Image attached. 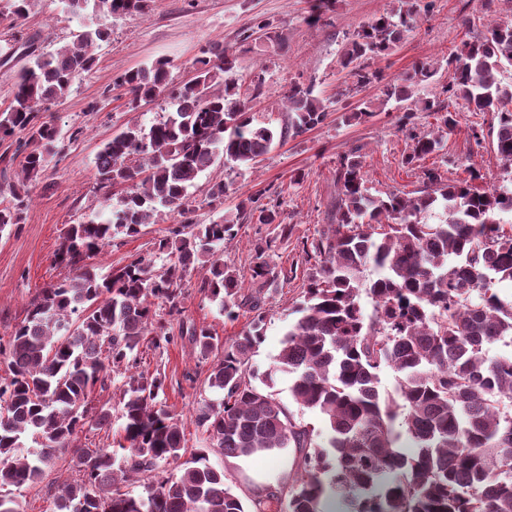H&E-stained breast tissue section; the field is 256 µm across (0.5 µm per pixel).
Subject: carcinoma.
I'll return each instance as SVG.
<instances>
[{
  "label": "carcinoma",
  "mask_w": 512,
  "mask_h": 512,
  "mask_svg": "<svg viewBox=\"0 0 512 512\" xmlns=\"http://www.w3.org/2000/svg\"><path fill=\"white\" fill-rule=\"evenodd\" d=\"M6 2L1 16L16 22L26 15L29 0ZM61 2L74 16L148 8V0ZM417 14V5L403 0L352 35L341 66L355 85L382 80L370 61L391 51ZM109 36L106 27H87L42 53L16 35L0 43L1 63L27 57L0 112V142L23 132L30 146L12 154L22 156L23 186L39 181L65 138L45 116L48 105L92 70V49ZM507 64L512 21L493 22L448 58V82L439 92L401 107L399 123L406 127L416 112L437 115V129L410 135L403 164L413 166L443 151L459 124V102L470 112L494 113L489 136L508 181L479 187L483 174L472 169L469 178L449 183L432 168L416 195L383 198L370 193L357 149L339 157L335 223L309 244L317 265L307 269L298 317L276 364L263 374L250 363L263 340L261 286L281 278L268 252L288 242L292 227L268 187L252 192L236 213L199 224L197 210L221 202L227 185L211 183L203 202L190 188L220 162L255 168L275 142L320 125L326 106L311 89L295 86L280 130L254 125L240 97L237 57L222 48L196 60L195 76L173 89L166 61L122 73L116 83L130 94L131 108L165 96L169 109L150 126L128 125L101 144L97 185L123 186L125 193L115 204L104 196L106 217L68 228L54 259L74 276L43 289L10 334L0 336L10 372L0 381V489L40 481L85 428L111 429V408L92 405L89 395L121 371L123 443L117 451L75 448L70 466L78 479L52 495V512H279L283 505L286 512H323L330 497L347 512H512V413L500 407L503 397L512 398V355H488L495 343L512 345V298L496 290L512 282V221L503 220L512 216V84L499 79ZM436 75L435 66L418 64L385 83L382 94L403 104L411 87L432 85ZM9 191L14 203L0 207V233L24 220L25 196L13 184ZM162 214L173 224L151 253L132 255L105 275L96 271L92 259L116 237L135 236ZM241 220L277 228L256 251L251 277L260 288L251 291L223 260L224 243L236 237ZM196 264L209 266L196 288L220 302L225 318L236 320L242 309L255 316L225 341L205 326L188 330L201 358L211 360L206 383L218 394L199 403L195 421L206 446L189 453L179 420L159 401L166 374L136 368L143 342L160 349L173 341L155 303L170 317L180 314ZM367 267L380 276L364 288ZM362 291L372 300L370 315ZM385 366L404 375L396 399L377 389ZM278 372L291 375L297 404L324 417L327 445L314 444L308 426L277 400ZM399 416L415 445L410 457L398 448ZM27 437L37 448L26 449ZM289 447L298 453L300 480L251 506L209 463L212 452L240 457ZM171 464L179 473L166 474ZM130 481L142 483L143 492L126 490Z\"/></svg>",
  "instance_id": "obj_1"
}]
</instances>
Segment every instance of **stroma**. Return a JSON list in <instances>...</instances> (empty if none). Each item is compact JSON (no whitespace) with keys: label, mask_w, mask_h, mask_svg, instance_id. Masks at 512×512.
Segmentation results:
<instances>
[{"label":"stroma","mask_w":512,"mask_h":512,"mask_svg":"<svg viewBox=\"0 0 512 512\" xmlns=\"http://www.w3.org/2000/svg\"><path fill=\"white\" fill-rule=\"evenodd\" d=\"M398 7L397 0H332L322 9L317 8L316 0H151L143 14L94 18L67 14L61 0H32L26 18L16 26L0 23V41L10 38L12 30L17 29L36 37L39 49L45 52L71 41L86 26L97 23L110 30L109 39L95 49L93 70L77 76L66 99L50 105L48 118L66 132L62 155L49 164L39 183L31 188L23 224L0 235V336L7 335L24 318L28 304L43 288L70 277L68 267L55 263L54 253L69 225L96 215L100 209L102 198L96 187L94 161L101 143L127 125H150L164 111L161 98L130 109L129 96L125 88L115 85V78L126 70L165 59L172 65L173 83H183L193 78L195 59L219 42L238 58L241 93H249L255 74L265 76V94L249 103L255 125L280 128L288 118L284 95L297 85L312 88L314 95L327 104L323 124L277 143L254 172L238 174L219 164L203 173L193 187L202 197L210 182L221 179L229 183L223 204L229 211L247 198L254 183L272 186L279 194L287 223L293 226L288 245L276 250L273 261L283 270H297L298 275L277 284L266 296L264 337L251 359L258 371L272 368L283 335L295 319L293 309L303 290L301 274L312 264L302 244L317 237L330 222L328 211L336 197V164L341 154L358 148L370 191L381 196L418 189L424 170L429 168L439 169L443 179L451 183L467 179L473 169L480 170L489 184L502 175V163L491 144L479 147L472 138L473 133L488 132L492 113L461 112L458 126L446 137L442 154L407 168L402 160L410 141L397 129L399 109L392 104L382 105L380 84L351 91V81L340 66L348 37ZM466 16L474 21L473 29L463 26ZM511 20L512 0H433L430 12L420 13L402 42L388 55L375 59L372 67L390 80L411 70L415 63L429 62L438 69V82L446 83V62L461 50L471 31ZM261 21L268 26L267 35H250V27ZM367 102L372 105L373 117L348 121V114ZM298 172L304 178L300 184H292L291 178ZM169 224V218L162 216L140 234L119 239L116 246L95 258V265L105 273L125 264L130 255L151 251L153 242L165 235ZM272 230L269 224H242L236 238L224 245L225 263L237 269L246 288L254 286L251 268L255 250ZM252 317L247 311L237 320H228L216 302L191 292L184 302L183 315L166 323L172 343L164 349H146L142 354L140 370H159L167 376L163 403L181 422L188 449L205 444L193 413L209 391L205 385L208 365L196 353L187 331L205 326L225 340L237 336ZM291 383L288 374L276 375L277 399L297 422L312 428L315 444H326L329 430L323 418L294 402ZM121 387L122 377L116 374L110 387L91 393L93 404L112 405V428L107 432L83 431L77 446L109 448L120 437L122 419L117 403ZM69 462V455H62L43 482L19 491L24 512H50L46 488L51 485L59 489L72 482L75 473ZM210 462L246 499L265 496L296 477L295 451L291 448L250 457L214 453Z\"/></svg>","instance_id":"obj_1"}]
</instances>
